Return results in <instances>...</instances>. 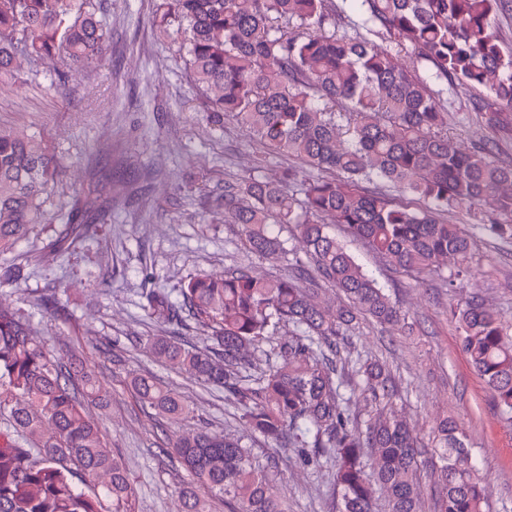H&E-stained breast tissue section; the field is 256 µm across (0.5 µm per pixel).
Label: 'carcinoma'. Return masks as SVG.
Listing matches in <instances>:
<instances>
[{"mask_svg": "<svg viewBox=\"0 0 512 512\" xmlns=\"http://www.w3.org/2000/svg\"><path fill=\"white\" fill-rule=\"evenodd\" d=\"M359 5L367 35L336 31L333 0H159L160 31L180 37L200 105L216 126L227 117L270 150L294 156L305 170L283 168L224 186V221L240 228L248 252L285 263L275 278L240 267L198 274L181 300L143 292V310L168 333L147 344L158 362L233 397L248 426L318 468L336 467L339 512H374L382 491L389 512H421L423 450L393 407L389 379L360 364V380L343 377L348 331L361 317L397 325L402 311L331 232L358 238L387 265L418 278L449 271L448 286L471 271L473 236L448 220L512 239V165L492 158L486 141L461 150L446 132L448 112L431 83L480 91L473 110L496 130L512 121V53L491 18L506 0H341ZM90 0H0V77L44 64L53 90L58 61L89 66L106 49L109 29ZM284 25H279V22ZM296 29L288 30V24ZM385 33L390 46L370 36ZM407 53L429 65L422 76L398 64ZM63 168L41 140L0 128V288L22 265L9 258L44 219L43 196ZM93 202L76 204L64 229L26 257L63 256L94 224ZM292 225L296 235L282 236ZM336 288L330 302L307 281ZM206 332V344L179 335L183 316ZM462 352L487 387L499 415L512 422V336L500 313L471 297L452 312ZM288 338L255 354L277 330ZM142 407L176 425L193 410L152 377L134 380ZM81 362L57 358L28 317L0 301V512H136L123 461L105 443L86 400L99 396ZM369 405L359 424L351 410ZM430 452L442 465L434 512H484V477L466 434L453 420L436 427ZM192 484L178 493L179 512H288L263 465L238 437L207 428L175 434L171 449Z\"/></svg>", "mask_w": 512, "mask_h": 512, "instance_id": "carcinoma-1", "label": "carcinoma"}]
</instances>
